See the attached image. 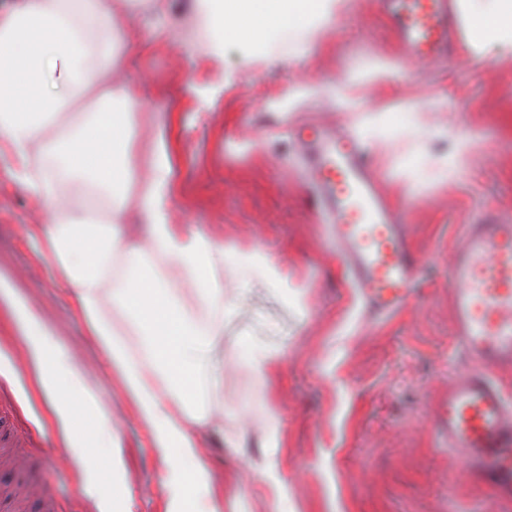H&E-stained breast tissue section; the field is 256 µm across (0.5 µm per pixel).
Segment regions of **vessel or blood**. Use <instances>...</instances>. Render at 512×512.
Wrapping results in <instances>:
<instances>
[{
	"label": "vessel or blood",
	"instance_id": "1",
	"mask_svg": "<svg viewBox=\"0 0 512 512\" xmlns=\"http://www.w3.org/2000/svg\"><path fill=\"white\" fill-rule=\"evenodd\" d=\"M405 53L426 62L446 53L448 0H381ZM313 204L335 234L348 271L372 310L398 311L417 292L422 260L354 138L312 135L307 154ZM453 339L474 369L448 390V447L494 495L512 498V399L490 375L512 363V224L469 225L451 265Z\"/></svg>",
	"mask_w": 512,
	"mask_h": 512
}]
</instances>
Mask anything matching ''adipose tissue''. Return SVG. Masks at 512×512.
Wrapping results in <instances>:
<instances>
[{
    "mask_svg": "<svg viewBox=\"0 0 512 512\" xmlns=\"http://www.w3.org/2000/svg\"><path fill=\"white\" fill-rule=\"evenodd\" d=\"M347 4L195 0V11L211 38L214 64L223 63L229 41L249 46L253 59L269 63L273 37L313 38ZM454 6L473 57L492 47L512 54V0H454ZM95 32L100 41L92 40ZM123 32L112 0H15L0 12V155L10 161L12 181L52 215L48 223L31 225L30 234L40 241L41 259L51 261L71 289L75 313L107 356L134 416L166 464L165 512H222V490L205 464L188 407L218 380L215 345L224 330L223 285L235 267L227 262L228 247L167 220L179 115L170 113V134L141 158L129 134L138 99L127 86L105 87L96 111L71 126L61 124L97 72L114 68ZM139 163L150 176L131 198L126 189ZM69 180L87 184L93 199L109 197V214H101L93 200L69 206L59 191ZM131 213L146 227L144 241L115 230ZM152 253L174 271L175 281L150 266ZM177 281L196 288L203 311L178 305L172 294ZM108 299L142 336L139 353L130 351L104 312ZM6 313L22 315L14 303ZM22 317V367L56 423L61 447L80 463L85 485L93 486L107 462L90 448L97 436H111L112 411L81 358L61 353L43 322ZM187 460L193 461V472L184 470Z\"/></svg>",
    "mask_w": 512,
    "mask_h": 512,
    "instance_id": "obj_1",
    "label": "adipose tissue"
}]
</instances>
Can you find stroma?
Segmentation results:
<instances>
[{
	"mask_svg": "<svg viewBox=\"0 0 512 512\" xmlns=\"http://www.w3.org/2000/svg\"><path fill=\"white\" fill-rule=\"evenodd\" d=\"M119 13L130 42L118 76L143 100L131 116L139 146L151 145L169 113L181 116L173 223L252 256L224 291V372L205 400L224 418L196 428L224 483L222 512H272L270 469L284 480L288 512H512V499H496L438 428L449 386L471 366L452 340L453 254L468 225L489 216L512 223V55L470 59L458 29L447 54L407 60L378 0H350L315 42L276 44L278 66L230 44L219 69L192 0H171L162 16L131 5ZM383 63L391 72L378 83ZM217 84L219 94L201 99ZM366 108L390 109L388 126L354 127ZM316 128L366 149L423 259L418 294L398 312L369 313L310 203L303 137ZM462 135L477 150L438 177L433 158ZM7 170L0 159V310L32 309L60 351L80 345L117 420L111 445L96 450L112 460L101 493L121 482L127 494L113 512H164L165 463L87 339L59 271L38 261L28 227L48 215ZM270 257L285 280L261 273ZM21 347L20 325L0 321V421L12 441L0 447V512H89L81 474L63 462L18 367ZM256 350L278 357L276 389L255 372ZM274 434L283 446L270 453Z\"/></svg>",
	"mask_w": 512,
	"mask_h": 512,
	"instance_id": "obj_1",
	"label": "stroma"
}]
</instances>
